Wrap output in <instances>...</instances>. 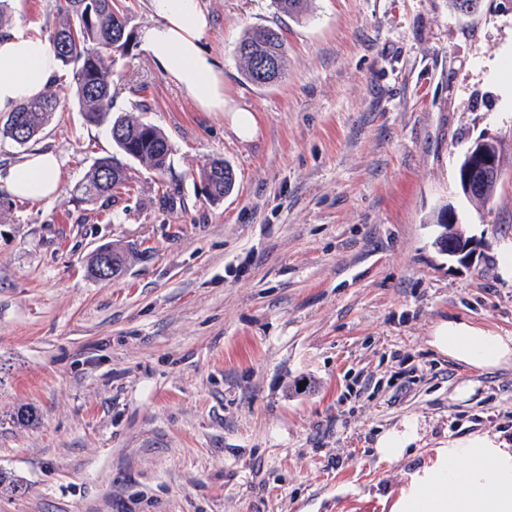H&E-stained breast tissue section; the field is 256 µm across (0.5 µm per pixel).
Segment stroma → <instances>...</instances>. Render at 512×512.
<instances>
[{
    "label": "stroma",
    "mask_w": 512,
    "mask_h": 512,
    "mask_svg": "<svg viewBox=\"0 0 512 512\" xmlns=\"http://www.w3.org/2000/svg\"><path fill=\"white\" fill-rule=\"evenodd\" d=\"M270 2L201 0L220 114L151 61L152 0H125L112 113L141 115L172 148L162 173L125 158L131 194L77 190L118 150L79 112L71 70L37 139L0 143V471L26 488L0 493V512H389L449 439L512 441V365L431 344L447 321L512 336V0L469 17L450 0H311L298 21ZM8 12L34 34L56 22L55 0ZM256 26L288 40L287 76L267 88L235 55ZM487 134L502 177L482 210L458 170ZM36 150L62 162L57 195L11 196V168ZM215 157L236 175L217 202L199 177ZM445 205L477 246L471 266L434 244ZM104 244L129 254L118 279L86 273ZM21 406L33 425L13 423ZM406 419L419 441L378 462L377 438Z\"/></svg>",
    "instance_id": "35a3bbf8"
}]
</instances>
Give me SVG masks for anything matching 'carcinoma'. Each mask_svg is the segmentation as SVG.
<instances>
[{"mask_svg": "<svg viewBox=\"0 0 512 512\" xmlns=\"http://www.w3.org/2000/svg\"><path fill=\"white\" fill-rule=\"evenodd\" d=\"M309 0H271L275 12L298 18L306 13ZM58 23L49 31V44L59 64L72 70L77 105L84 119L92 124L110 123L121 136L113 138L117 149L146 166L164 171L170 167L166 151L170 144L156 126L129 117L110 119L112 112V76L118 60L127 50L119 51L115 42L128 18L122 0H56ZM237 48L244 75L252 85L263 88L281 81L287 71V44L281 31L255 27L241 37ZM261 58L277 62L274 78L266 82L257 78L256 61ZM56 99L50 93L27 99L0 120V139L24 146L41 132L53 112ZM208 196L219 201L232 192L235 175L222 159H214L201 172ZM86 198L110 199L133 190L132 175L114 157L97 159L81 185Z\"/></svg>", "mask_w": 512, "mask_h": 512, "instance_id": "1", "label": "carcinoma"}]
</instances>
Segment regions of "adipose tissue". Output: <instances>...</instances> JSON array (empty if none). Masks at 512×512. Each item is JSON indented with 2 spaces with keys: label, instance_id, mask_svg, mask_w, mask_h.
<instances>
[{
  "label": "adipose tissue",
  "instance_id": "adipose-tissue-1",
  "mask_svg": "<svg viewBox=\"0 0 512 512\" xmlns=\"http://www.w3.org/2000/svg\"><path fill=\"white\" fill-rule=\"evenodd\" d=\"M158 23L143 41L153 63L186 90L202 112L225 107L224 66L203 47L209 32L200 0H152ZM49 43L23 30L0 37V112L43 93L58 70ZM59 160L35 151L11 170L8 190L17 197L45 199L59 188ZM433 346L450 358L493 368L512 358V336L483 332L461 322L437 326ZM419 438L416 422L407 420L376 441L379 461L402 460ZM390 512H512V444L499 435L474 433L449 440L428 463L408 473Z\"/></svg>",
  "mask_w": 512,
  "mask_h": 512
}]
</instances>
